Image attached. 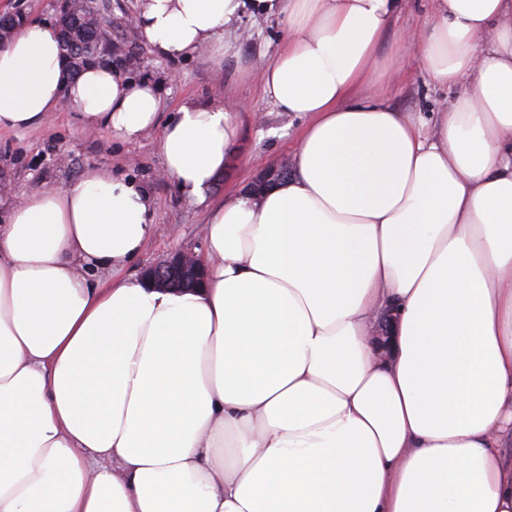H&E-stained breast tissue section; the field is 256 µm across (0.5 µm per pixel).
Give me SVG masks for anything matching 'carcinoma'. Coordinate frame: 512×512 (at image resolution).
Masks as SVG:
<instances>
[{"label":"carcinoma","instance_id":"1","mask_svg":"<svg viewBox=\"0 0 512 512\" xmlns=\"http://www.w3.org/2000/svg\"><path fill=\"white\" fill-rule=\"evenodd\" d=\"M58 10L63 46L72 58L73 72L112 52L111 6L98 0H67Z\"/></svg>","mask_w":512,"mask_h":512}]
</instances>
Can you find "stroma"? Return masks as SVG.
<instances>
[{
    "mask_svg": "<svg viewBox=\"0 0 512 512\" xmlns=\"http://www.w3.org/2000/svg\"><path fill=\"white\" fill-rule=\"evenodd\" d=\"M137 0H112V30L116 43L134 49L140 66L133 75L159 83L167 109L155 127L135 142H126L106 131L88 133L74 111L60 106L40 127L0 132V184L9 185L15 196L28 195L48 186L64 187L87 169L101 166L114 177L142 184L153 198L157 225L140 256L124 268V275L140 274L150 264L165 260L177 250L203 253L201 227L208 206L190 202L176 184L163 177L159 150L162 130L184 100L194 99L215 107L235 105L239 125L236 151L209 190L210 204H219L240 187L252 183L270 165L296 145L305 125L303 119L278 112L264 97L258 79L244 78L262 52H275L278 30L274 23L244 21L249 32L236 58L217 61L207 52L183 59L153 54L129 19ZM406 81L389 93L390 104L403 112H430L442 99L441 91L428 86L413 55L404 58ZM263 122H255L254 113Z\"/></svg>",
    "mask_w": 512,
    "mask_h": 512,
    "instance_id": "stroma-1",
    "label": "stroma"
}]
</instances>
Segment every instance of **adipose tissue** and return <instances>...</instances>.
<instances>
[{
    "mask_svg": "<svg viewBox=\"0 0 512 512\" xmlns=\"http://www.w3.org/2000/svg\"><path fill=\"white\" fill-rule=\"evenodd\" d=\"M407 2L139 0L167 58L277 21L256 77L307 123L287 179L211 208L194 291L119 277L157 221L134 180L92 168L10 205L0 512H512V0H427L380 59ZM406 50L435 112L388 100ZM63 103L128 142L164 107L106 64L69 78L57 27L22 25L0 131ZM237 142L233 106L185 100L164 172L205 202Z\"/></svg>",
    "mask_w": 512,
    "mask_h": 512,
    "instance_id": "ef3b65f1",
    "label": "adipose tissue"
}]
</instances>
